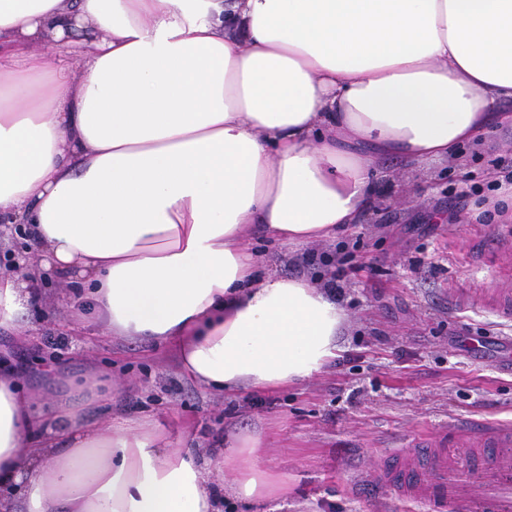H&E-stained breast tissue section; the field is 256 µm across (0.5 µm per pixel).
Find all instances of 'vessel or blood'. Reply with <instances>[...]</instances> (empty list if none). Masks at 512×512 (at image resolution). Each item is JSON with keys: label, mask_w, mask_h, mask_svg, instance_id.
Returning <instances> with one entry per match:
<instances>
[{"label": "vessel or blood", "mask_w": 512, "mask_h": 512, "mask_svg": "<svg viewBox=\"0 0 512 512\" xmlns=\"http://www.w3.org/2000/svg\"><path fill=\"white\" fill-rule=\"evenodd\" d=\"M483 304L511 322L512 281L499 279ZM375 477L400 500L431 512H447L460 500L468 512H512V421L416 434L378 465Z\"/></svg>", "instance_id": "1"}]
</instances>
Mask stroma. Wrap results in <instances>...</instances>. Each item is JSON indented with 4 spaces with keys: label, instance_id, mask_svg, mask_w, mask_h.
I'll list each match as a JSON object with an SVG mask.
<instances>
[{
    "label": "stroma",
    "instance_id": "obj_1",
    "mask_svg": "<svg viewBox=\"0 0 512 512\" xmlns=\"http://www.w3.org/2000/svg\"><path fill=\"white\" fill-rule=\"evenodd\" d=\"M378 167L377 209L337 240L304 249L249 235L271 274L283 278L321 280L325 266L303 264L305 251L350 248L340 300L349 326L339 357L310 379L264 394L262 407H249V395H220L184 377L168 344L69 331L64 278L42 283L41 299L21 318L26 340L0 329V353L43 405L90 367L110 372L117 405L160 423L173 448L262 433L260 453L287 474L288 493L277 506L241 504L235 512H428L366 484L382 452L420 429L512 420V367L497 359L512 323L456 306L460 294L490 287L498 273L493 257L475 263L467 247L475 240L493 247L501 229L474 215L490 173L512 167V128L457 159L413 165L391 156Z\"/></svg>",
    "mask_w": 512,
    "mask_h": 512
}]
</instances>
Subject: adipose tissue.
Wrapping results in <instances>:
<instances>
[{
	"instance_id": "adipose-tissue-1",
	"label": "adipose tissue",
	"mask_w": 512,
	"mask_h": 512,
	"mask_svg": "<svg viewBox=\"0 0 512 512\" xmlns=\"http://www.w3.org/2000/svg\"><path fill=\"white\" fill-rule=\"evenodd\" d=\"M93 33L65 62L32 52ZM512 0H0V220L39 265L0 271V327L74 279L73 330L175 345L214 391L285 388L340 350L348 316L246 242L357 223L378 162L441 161L512 126ZM88 373L34 404L0 361V512H220L288 492L238 436L172 450ZM107 409V421L93 409Z\"/></svg>"
}]
</instances>
